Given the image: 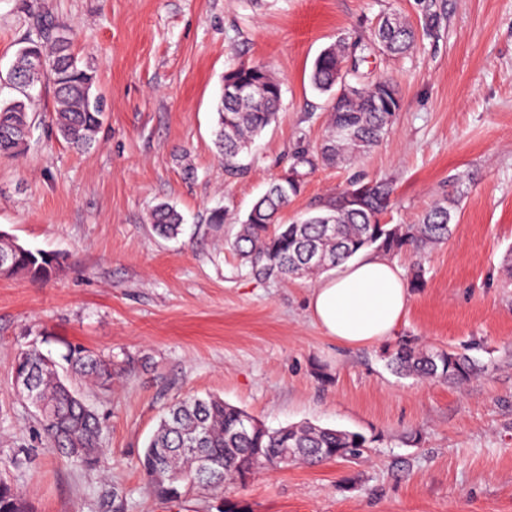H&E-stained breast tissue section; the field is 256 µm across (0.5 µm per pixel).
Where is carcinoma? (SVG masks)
<instances>
[{
    "label": "carcinoma",
    "mask_w": 512,
    "mask_h": 512,
    "mask_svg": "<svg viewBox=\"0 0 512 512\" xmlns=\"http://www.w3.org/2000/svg\"><path fill=\"white\" fill-rule=\"evenodd\" d=\"M438 0H423V24L417 28L398 14L385 15L370 38L352 43L334 42L315 58L309 81L328 95L327 131L314 150L294 153L293 163L270 184L253 204L234 237L224 247L237 255L258 279H290L323 273L356 255L372 250L392 256L422 253L427 246L444 243L456 228L457 201L434 203L413 224L385 221L393 208L392 183L356 177L317 207L285 223L281 214L305 187V169L318 164H350L377 147L390 132L401 107L397 86L386 79L359 81L364 52L373 46L389 56L418 47L439 25ZM36 38L25 41L8 74V84L22 98L0 104V154L21 151L31 118L25 100L42 79L54 87V131L57 138L78 150L96 141L104 107L93 94L95 71L79 63L70 38L46 24ZM350 65L355 85L339 93L343 68ZM282 103V86L272 71L259 62H233L224 72V90L215 146L225 171L244 172L242 155L267 126L275 121ZM152 230L175 238L183 224L176 207L161 202L150 214ZM0 278L24 277L46 281L61 268L60 260L32 250L5 233L0 235ZM49 357L37 348L21 351L14 373L28 376L33 385L30 405L40 416L47 447L85 466L100 463L105 448L95 410L68 382H59L48 369ZM72 373L107 386L116 375L112 361L87 350L67 356ZM388 365L402 376L464 384L481 370L480 362L465 351L423 348L402 343L388 355ZM197 448L221 472L223 482L248 484L261 470H278L294 461L316 464L362 456L368 439L361 433L323 428L304 422L269 428L247 411L209 395L181 400L169 406L139 457L138 467L153 493L165 501H179L196 489L189 486L193 473L190 450ZM0 512H25L19 495L0 482Z\"/></svg>",
    "instance_id": "obj_1"
}]
</instances>
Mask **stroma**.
Here are the masks:
<instances>
[{"instance_id":"stroma-1","label":"stroma","mask_w":512,"mask_h":512,"mask_svg":"<svg viewBox=\"0 0 512 512\" xmlns=\"http://www.w3.org/2000/svg\"><path fill=\"white\" fill-rule=\"evenodd\" d=\"M390 13L423 22L420 0H0V75L45 16L97 72L105 118L79 151L52 132L53 86L32 104L28 148L0 155V229L59 255L51 280L0 278V477L27 512H512V0H443L438 34L403 57L370 51L365 80L398 84L382 144L351 165L317 167L289 215L358 174L392 182L405 224L435 199L460 200L448 242L422 256L407 313L388 341L346 348L306 311L314 282L258 280L224 247L294 151L321 140L327 97L309 82L327 45L365 37ZM267 63L282 83L276 122L256 138L244 177L228 178L213 130L224 71ZM161 201L184 216L173 240L148 222ZM403 342L468 349L485 366L465 387L401 378ZM55 361L84 348L112 359L110 387H74L104 425L87 468L49 450L14 388L18 352ZM212 394L266 426L311 422L362 433L364 459L292 464L223 495L168 503L137 460L166 408Z\"/></svg>"}]
</instances>
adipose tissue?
Instances as JSON below:
<instances>
[{"label":"adipose tissue","mask_w":512,"mask_h":512,"mask_svg":"<svg viewBox=\"0 0 512 512\" xmlns=\"http://www.w3.org/2000/svg\"><path fill=\"white\" fill-rule=\"evenodd\" d=\"M409 304V289L396 262L360 254L311 288L309 317L347 348L372 346L393 336Z\"/></svg>","instance_id":"1"}]
</instances>
